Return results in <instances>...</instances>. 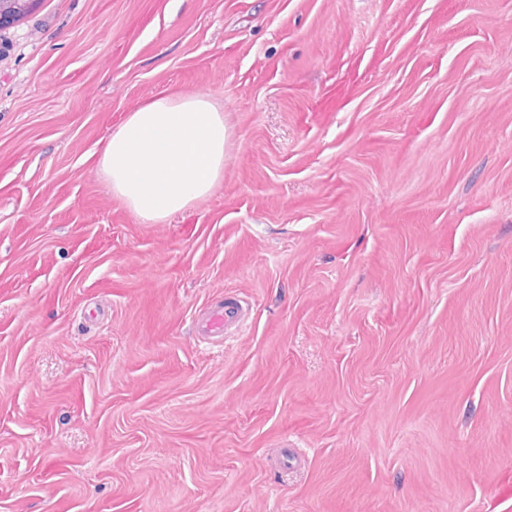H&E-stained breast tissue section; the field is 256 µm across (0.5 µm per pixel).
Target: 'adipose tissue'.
I'll use <instances>...</instances> for the list:
<instances>
[{
	"label": "adipose tissue",
	"instance_id": "ef3b65f1",
	"mask_svg": "<svg viewBox=\"0 0 512 512\" xmlns=\"http://www.w3.org/2000/svg\"><path fill=\"white\" fill-rule=\"evenodd\" d=\"M227 128L207 94H159L111 135L99 170L144 222L167 221L207 197L224 172Z\"/></svg>",
	"mask_w": 512,
	"mask_h": 512
}]
</instances>
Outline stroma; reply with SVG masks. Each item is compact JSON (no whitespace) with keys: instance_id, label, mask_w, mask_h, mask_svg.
<instances>
[{"instance_id":"stroma-1","label":"stroma","mask_w":512,"mask_h":512,"mask_svg":"<svg viewBox=\"0 0 512 512\" xmlns=\"http://www.w3.org/2000/svg\"><path fill=\"white\" fill-rule=\"evenodd\" d=\"M197 92L224 174L145 223L99 157ZM0 512H512V0L1 27ZM241 320L238 316L233 317V311L228 307L212 306L204 314L199 333L203 339L221 342L228 329L233 324L239 325Z\"/></svg>"}]
</instances>
